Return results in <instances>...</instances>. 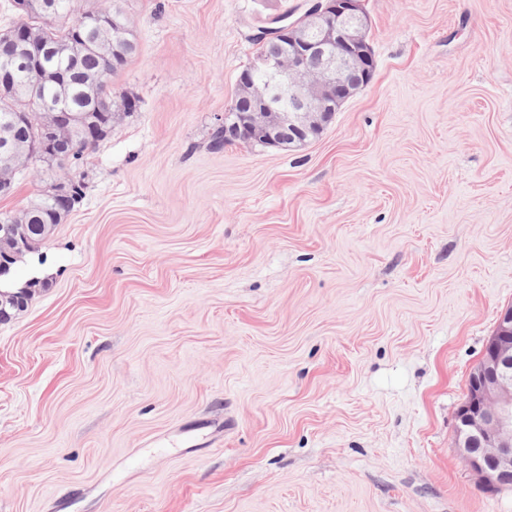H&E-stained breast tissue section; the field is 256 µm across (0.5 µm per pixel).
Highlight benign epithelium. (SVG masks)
I'll return each mask as SVG.
<instances>
[{
  "label": "benign epithelium",
  "instance_id": "benign-epithelium-1",
  "mask_svg": "<svg viewBox=\"0 0 512 512\" xmlns=\"http://www.w3.org/2000/svg\"><path fill=\"white\" fill-rule=\"evenodd\" d=\"M369 17L362 0H314L299 19L255 39L280 40L278 56L257 55L241 73L251 109L233 100L219 125L235 129L233 142L284 147L320 135L344 102L367 86L374 57L367 41ZM16 64L0 63V87L20 88ZM66 137L56 134L33 150L31 158L58 167L67 157ZM29 248L15 224H0V275ZM456 447L469 469L490 490L512 488V307L500 315L483 356L469 377L455 424Z\"/></svg>",
  "mask_w": 512,
  "mask_h": 512
}]
</instances>
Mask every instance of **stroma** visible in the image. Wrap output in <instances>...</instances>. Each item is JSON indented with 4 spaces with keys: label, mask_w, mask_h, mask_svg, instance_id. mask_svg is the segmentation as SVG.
I'll use <instances>...</instances> for the list:
<instances>
[{
    "label": "stroma",
    "mask_w": 512,
    "mask_h": 512,
    "mask_svg": "<svg viewBox=\"0 0 512 512\" xmlns=\"http://www.w3.org/2000/svg\"><path fill=\"white\" fill-rule=\"evenodd\" d=\"M311 4L124 0L112 130L11 269L0 512H512L455 448L512 307V0H363L373 77L319 137L211 149Z\"/></svg>",
    "instance_id": "stroma-1"
}]
</instances>
